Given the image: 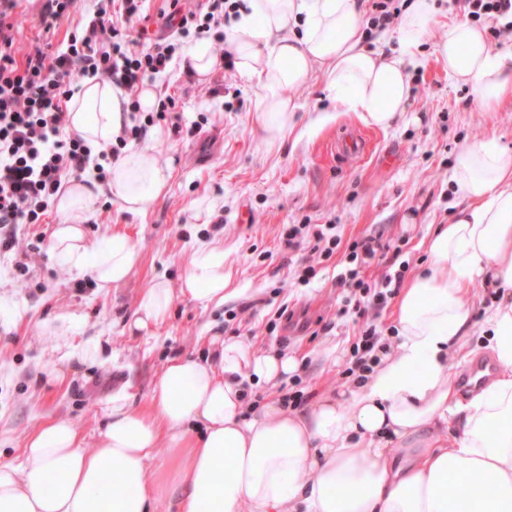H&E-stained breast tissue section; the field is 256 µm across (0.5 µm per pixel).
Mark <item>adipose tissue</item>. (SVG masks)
Instances as JSON below:
<instances>
[{"label": "adipose tissue", "mask_w": 512, "mask_h": 512, "mask_svg": "<svg viewBox=\"0 0 512 512\" xmlns=\"http://www.w3.org/2000/svg\"><path fill=\"white\" fill-rule=\"evenodd\" d=\"M236 11L227 43L238 75L259 89L258 124L271 143L294 121L287 88L318 72L365 124L401 122L411 94L405 64L418 61L437 23L436 0H410L387 56L366 46L356 0H240ZM435 54L479 105L512 100V47L492 50L488 28L454 21ZM69 116L96 149L128 123L127 98L87 77ZM164 144L153 129L147 145L112 164L106 184L68 182L56 198L64 222L48 246L59 263L101 288L127 280L136 245L117 231L90 249L84 224L105 193L126 215L145 216L169 185ZM451 180L465 204L428 239L429 270L402 288L394 345L364 382L303 412L279 400L251 411L247 389L287 381L299 368L294 356L228 339L217 360L171 358L144 405L123 394L107 401L95 448L70 423L50 421L0 461V512H512V298L486 309L475 344L469 297L478 278L512 290V148L482 134L459 149ZM177 293L204 307L236 296L223 247L197 248L179 291L163 281L148 288L136 328L163 322ZM478 348L496 373L464 395L449 361ZM162 442L168 456L149 470Z\"/></svg>", "instance_id": "ef3b65f1"}]
</instances>
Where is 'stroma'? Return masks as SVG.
<instances>
[{"label": "stroma", "instance_id": "stroma-1", "mask_svg": "<svg viewBox=\"0 0 512 512\" xmlns=\"http://www.w3.org/2000/svg\"><path fill=\"white\" fill-rule=\"evenodd\" d=\"M438 6L439 24L423 46L429 62L412 71L405 118L387 130L330 100L318 74L288 88L298 110L273 144L258 129L256 87L236 71L219 67L201 79L177 67L152 82L176 103L149 114L176 159L169 189L141 220L102 196L85 224L89 245L116 230L137 245L140 261L127 281L100 288L58 264L47 251L62 220L53 206L22 232L27 271L17 270V251L0 254L1 460L16 457L53 419L95 447L107 400L126 393L145 403L168 359L209 360L232 336L260 349L285 346L302 364L299 381L286 388L301 390L306 403L347 390L340 373L358 325L341 313L336 276L344 254L302 282L280 243L288 225L332 224L346 244L383 234L402 243L400 258L415 275L427 267L430 234L459 201L449 181L458 148L488 130L512 147V101L484 110L434 60L444 23L464 15L454 0ZM203 242L223 246L240 295L205 309L176 295L163 323L131 333L142 293L159 280L179 288ZM284 303L294 316L269 336L266 325Z\"/></svg>", "mask_w": 512, "mask_h": 512}]
</instances>
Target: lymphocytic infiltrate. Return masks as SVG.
I'll return each mask as SVG.
<instances>
[{"instance_id": "f902f5d3", "label": "lymphocytic infiltrate", "mask_w": 512, "mask_h": 512, "mask_svg": "<svg viewBox=\"0 0 512 512\" xmlns=\"http://www.w3.org/2000/svg\"><path fill=\"white\" fill-rule=\"evenodd\" d=\"M16 2L0 0V249L6 251L15 248L24 225L40 223L65 179L82 177L91 168L97 179L106 180V163L119 159L128 140L147 134L145 124L133 121L108 150L92 153L85 139L68 128L67 104L76 78L89 75L122 86L132 95L130 107L136 113V94L167 71L176 52L174 42L160 39L149 44L144 36L130 35L139 0H97L92 17L70 34L66 49L39 45L20 60L13 36ZM234 6V0H208L206 11L186 10L176 24L180 38H210L228 70L234 61L224 47V26ZM284 244L291 250L309 245L312 254L326 259L342 245L338 235H327L319 224L289 225ZM347 247L337 282L345 290L346 305L364 319L343 372L344 378L354 379L370 371L377 349L388 344L365 316L387 304L403 273L387 271L380 279L366 278V269L391 249L382 235L365 236Z\"/></svg>"}]
</instances>
